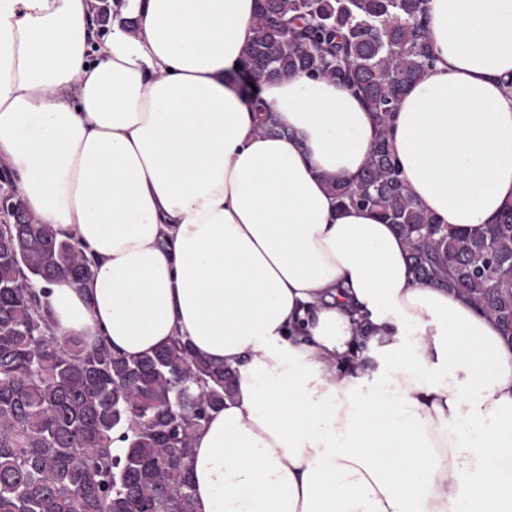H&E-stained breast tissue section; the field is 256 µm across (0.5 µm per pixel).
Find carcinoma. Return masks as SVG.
Listing matches in <instances>:
<instances>
[{"label":"carcinoma","instance_id":"cac0c4a2","mask_svg":"<svg viewBox=\"0 0 512 512\" xmlns=\"http://www.w3.org/2000/svg\"><path fill=\"white\" fill-rule=\"evenodd\" d=\"M123 0H98L105 27ZM426 0H257L244 88L294 73L360 96L378 136L356 180L335 182L342 206L395 225L421 282L441 283L495 318L512 342V201L483 228L450 232L402 178L391 132L400 95L433 66ZM261 129L272 110L252 97ZM0 224V512H193L192 441L231 395L235 371L176 336L129 360L104 340L57 337L42 285H79L94 262L20 207L13 181ZM120 442L121 448L112 447Z\"/></svg>","mask_w":512,"mask_h":512}]
</instances>
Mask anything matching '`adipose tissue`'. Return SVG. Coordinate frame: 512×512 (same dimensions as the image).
I'll use <instances>...</instances> for the list:
<instances>
[{
    "instance_id": "adipose-tissue-1",
    "label": "adipose tissue",
    "mask_w": 512,
    "mask_h": 512,
    "mask_svg": "<svg viewBox=\"0 0 512 512\" xmlns=\"http://www.w3.org/2000/svg\"><path fill=\"white\" fill-rule=\"evenodd\" d=\"M0 0V165L96 260L47 302L57 337L129 359L172 336L236 371L196 433L194 512H512V344L328 185L377 128L336 81H235L256 0ZM434 65L392 142L449 229L512 199V0H428Z\"/></svg>"
}]
</instances>
